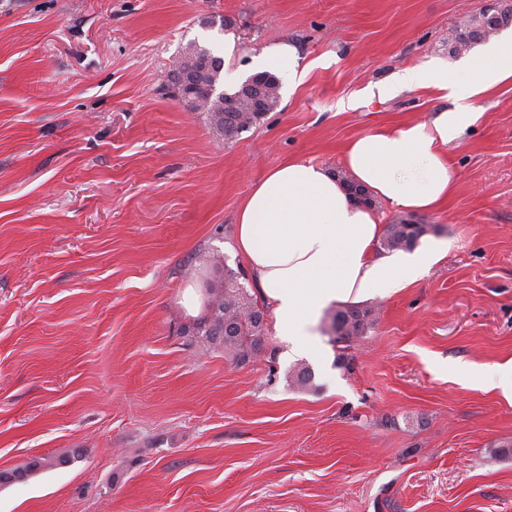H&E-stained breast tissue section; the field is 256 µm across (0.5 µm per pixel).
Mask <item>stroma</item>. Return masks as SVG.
I'll use <instances>...</instances> for the list:
<instances>
[{"label":"stroma","instance_id":"stroma-1","mask_svg":"<svg viewBox=\"0 0 512 512\" xmlns=\"http://www.w3.org/2000/svg\"><path fill=\"white\" fill-rule=\"evenodd\" d=\"M484 0H0V512H512V403L481 387L512 360V79L470 99L456 189L424 214L449 249L396 293L312 388L274 329L238 364L183 336L190 287L233 249L253 185L292 160L336 172L354 137L431 122L432 88L368 94L456 64ZM230 19L227 32L205 19ZM296 47L303 82L227 143L174 98L190 41ZM80 455H82L81 449L72 448L71 450L61 453L57 456L38 457L31 459L29 462L22 466L0 471V485L2 486L24 482L34 472L63 466L70 463L72 459H75V457Z\"/></svg>","mask_w":512,"mask_h":512}]
</instances>
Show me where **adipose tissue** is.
Wrapping results in <instances>:
<instances>
[{"mask_svg":"<svg viewBox=\"0 0 512 512\" xmlns=\"http://www.w3.org/2000/svg\"><path fill=\"white\" fill-rule=\"evenodd\" d=\"M510 78L512 42L482 48L459 70L431 64L400 72L374 87V94L386 99L406 87H432L453 100L454 109L428 124L407 123L351 140L345 166L392 207L436 209L455 188L441 149L476 118L467 99ZM381 233L378 216L355 204L318 165L292 161L256 182L240 207L234 247L245 257L290 354L320 352L312 329L329 305L396 292L427 273L446 250L433 244L390 262L377 260L372 249Z\"/></svg>","mask_w":512,"mask_h":512,"instance_id":"1","label":"adipose tissue"}]
</instances>
